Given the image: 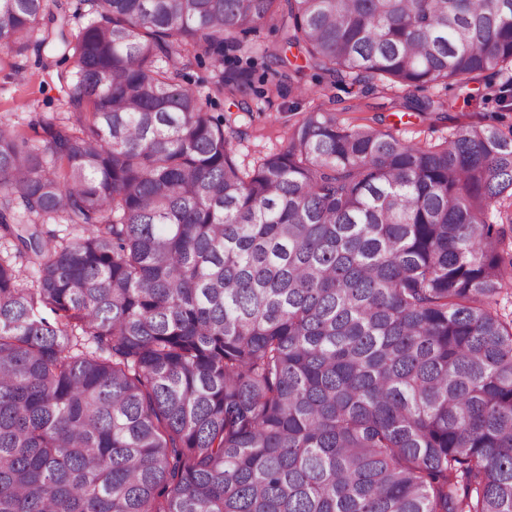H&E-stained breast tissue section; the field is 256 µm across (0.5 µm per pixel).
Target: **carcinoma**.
Here are the masks:
<instances>
[{
    "instance_id": "obj_1",
    "label": "carcinoma",
    "mask_w": 512,
    "mask_h": 512,
    "mask_svg": "<svg viewBox=\"0 0 512 512\" xmlns=\"http://www.w3.org/2000/svg\"><path fill=\"white\" fill-rule=\"evenodd\" d=\"M46 2L0 0L7 53L50 42ZM85 16L67 116L41 144L0 121V512H512V130L414 144L309 112L246 169L204 98L248 72L183 84L266 24L369 90L504 75L512 0L48 21ZM222 70L223 66L216 63L214 59L204 58L202 62L194 63L184 71L187 75L184 83L190 85L204 96L208 92L213 78Z\"/></svg>"
}]
</instances>
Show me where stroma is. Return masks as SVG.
Listing matches in <instances>:
<instances>
[{
	"mask_svg": "<svg viewBox=\"0 0 512 512\" xmlns=\"http://www.w3.org/2000/svg\"><path fill=\"white\" fill-rule=\"evenodd\" d=\"M240 50L224 53L223 63L206 58L186 71V84L207 93L221 68L233 63L250 68L252 83L246 95L208 101L207 110L223 115L224 131L237 162L253 166L260 158L283 149L288 140V122L313 110L335 113L344 125L370 124L390 131L409 143H439L461 125L492 122L502 130L512 129V110L500 109L496 86L484 80H471L454 86L435 85L418 90L379 87L363 91L351 81L336 84L315 80L312 70L297 76L296 87L276 86L275 58L284 54L277 27L262 26L239 35ZM438 98L445 107L438 113H401L405 97ZM60 87L55 66L45 56L28 50L20 57L7 56L0 49V121L21 128L34 141L45 139L40 125L43 118L61 110Z\"/></svg>",
	"mask_w": 512,
	"mask_h": 512,
	"instance_id": "stroma-1",
	"label": "stroma"
}]
</instances>
